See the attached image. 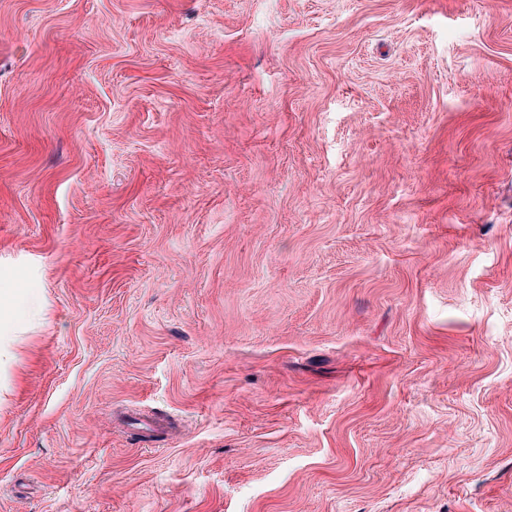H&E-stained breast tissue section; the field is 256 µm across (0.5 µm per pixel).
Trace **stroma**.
Here are the masks:
<instances>
[{
  "label": "stroma",
  "instance_id": "1",
  "mask_svg": "<svg viewBox=\"0 0 512 512\" xmlns=\"http://www.w3.org/2000/svg\"><path fill=\"white\" fill-rule=\"evenodd\" d=\"M0 277V512H512V0H0Z\"/></svg>",
  "mask_w": 512,
  "mask_h": 512
}]
</instances>
